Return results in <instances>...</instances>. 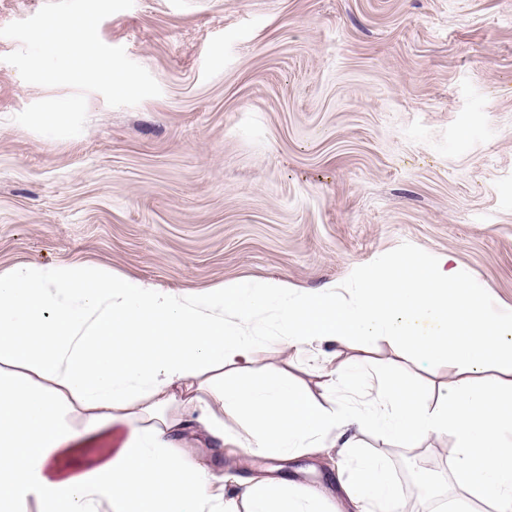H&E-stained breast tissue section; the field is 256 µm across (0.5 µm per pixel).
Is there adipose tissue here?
Here are the masks:
<instances>
[{
	"mask_svg": "<svg viewBox=\"0 0 512 512\" xmlns=\"http://www.w3.org/2000/svg\"><path fill=\"white\" fill-rule=\"evenodd\" d=\"M451 257L433 270L403 260L367 280L358 302L334 289L288 300L284 282L220 285L177 296L84 265L18 264L0 274V502L28 512L30 497L56 512H234L214 503L213 477L185 471L176 443L224 440L241 417L240 448L270 460L311 453L325 438L353 448L351 428L372 425L416 448L452 434L448 464L459 503L512 512V319L467 296ZM278 305L269 345H368L388 339L451 380L432 403L398 389L370 361L328 370L321 395L289 379L251 381L254 317ZM359 380L362 407L341 412L338 382ZM263 421L255 428L253 419ZM348 499L368 512H406L407 498L377 455L358 458ZM156 475L157 495L139 479ZM246 512H320L287 480L244 483Z\"/></svg>",
	"mask_w": 512,
	"mask_h": 512,
	"instance_id": "ef3b65f1",
	"label": "adipose tissue"
}]
</instances>
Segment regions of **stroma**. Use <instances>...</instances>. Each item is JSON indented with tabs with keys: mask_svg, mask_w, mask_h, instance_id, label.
Segmentation results:
<instances>
[{
	"mask_svg": "<svg viewBox=\"0 0 512 512\" xmlns=\"http://www.w3.org/2000/svg\"><path fill=\"white\" fill-rule=\"evenodd\" d=\"M98 34L162 93L118 108L88 93L65 139L16 123L69 90L24 82L3 60L18 42L0 37V273L75 263L177 295L274 279L354 301L400 259L449 255L471 295L512 316V0H135ZM251 329L254 369L313 393L333 356L365 353L394 385L434 391L386 340L298 357L267 344L274 312ZM358 446L401 486L411 459L432 465L422 512L454 498L452 436L414 451L368 426ZM177 451L189 469L284 476L321 491L323 512H358L341 490L355 463L335 451Z\"/></svg>",
	"mask_w": 512,
	"mask_h": 512,
	"instance_id": "35a3bbf8",
	"label": "stroma"
}]
</instances>
